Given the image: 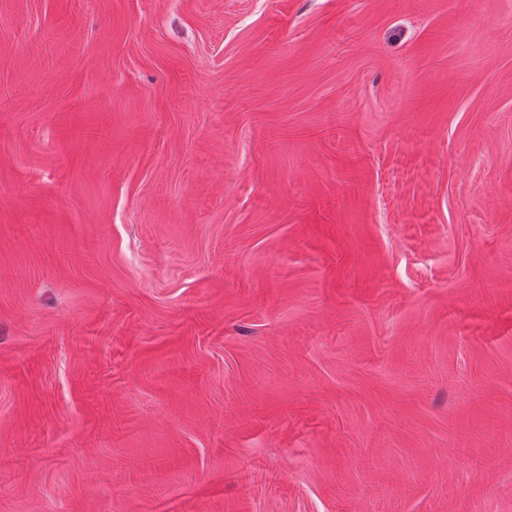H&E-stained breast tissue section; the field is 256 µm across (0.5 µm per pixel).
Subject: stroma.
<instances>
[{
    "label": "stroma",
    "mask_w": 512,
    "mask_h": 512,
    "mask_svg": "<svg viewBox=\"0 0 512 512\" xmlns=\"http://www.w3.org/2000/svg\"><path fill=\"white\" fill-rule=\"evenodd\" d=\"M0 512H512V0H0Z\"/></svg>",
    "instance_id": "obj_1"
}]
</instances>
